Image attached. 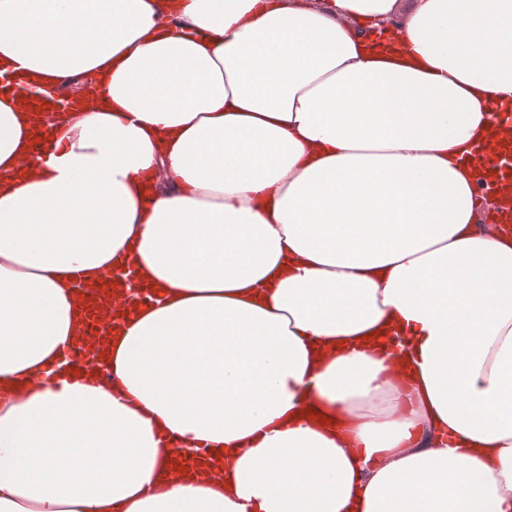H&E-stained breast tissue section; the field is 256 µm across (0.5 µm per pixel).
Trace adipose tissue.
Segmentation results:
<instances>
[{
    "label": "adipose tissue",
    "instance_id": "adipose-tissue-1",
    "mask_svg": "<svg viewBox=\"0 0 512 512\" xmlns=\"http://www.w3.org/2000/svg\"><path fill=\"white\" fill-rule=\"evenodd\" d=\"M0 76V512H512V0H0ZM501 161L498 166V177H490L485 180V186L492 191H498L501 194L507 193L510 196V205L502 209L498 214L500 223H510L512 221V145L508 147L499 148ZM510 169V170H509Z\"/></svg>",
    "mask_w": 512,
    "mask_h": 512
}]
</instances>
